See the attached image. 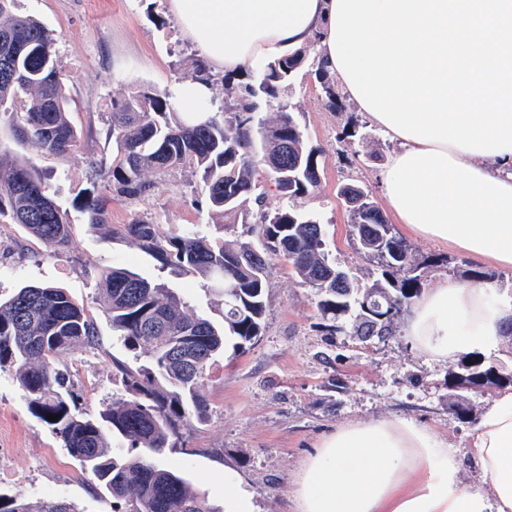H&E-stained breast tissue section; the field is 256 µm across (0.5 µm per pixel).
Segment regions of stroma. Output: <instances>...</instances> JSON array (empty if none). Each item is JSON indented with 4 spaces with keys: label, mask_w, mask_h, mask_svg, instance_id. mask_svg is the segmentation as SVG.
Instances as JSON below:
<instances>
[{
    "label": "stroma",
    "mask_w": 512,
    "mask_h": 512,
    "mask_svg": "<svg viewBox=\"0 0 512 512\" xmlns=\"http://www.w3.org/2000/svg\"><path fill=\"white\" fill-rule=\"evenodd\" d=\"M14 14L30 15L56 38L55 60L73 98L71 120L79 140L58 159L18 137L0 122V148L30 159L51 177L55 198L71 220V235L56 253L26 229L0 218V297L35 283L66 288L83 304L99 336L97 349L79 344L64 351L82 395L95 413L122 391L119 365L135 361L113 342L96 288L98 270L112 265L166 283L196 314L222 317V299L205 291L200 279L178 267L161 266L124 231L138 218L163 233L196 227L211 236L254 240L248 226L214 224L201 183L191 169L151 171L150 190L128 201L113 196L107 181L90 182L89 171L112 159V102L134 91L164 94L194 79L201 60L194 42L182 37L166 0H15ZM290 105L309 146L318 152L320 183L304 198L325 229L327 247L337 266L366 281L372 267L349 235L350 212L339 186L356 183L383 203L381 173L397 144L386 137L348 97L336 109L325 104L319 79L303 65L260 115L275 116ZM89 195L107 198L110 222L90 228L80 210ZM417 260L436 258L424 288L455 278L469 282L482 271L497 294L512 295V270L475 263L452 247L407 236ZM315 293L301 286L283 263L268 278L266 314L260 336L236 348L210 371L204 393L211 412L163 456V463L183 473L209 502L224 504V484L233 482L250 497L254 512H295L294 481L320 439L337 427L377 418L401 417L431 428L454 450L467 442L470 424L448 408V375L457 362H434L413 349L405 336L360 341L349 323L323 320ZM0 490L23 494L31 504L63 495L82 512H120L122 504L100 493L81 472L50 427L29 409L12 370L0 371Z\"/></svg>",
    "instance_id": "stroma-1"
}]
</instances>
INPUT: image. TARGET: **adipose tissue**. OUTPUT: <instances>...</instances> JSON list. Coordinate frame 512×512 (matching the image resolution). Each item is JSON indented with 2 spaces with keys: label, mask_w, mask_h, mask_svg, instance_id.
<instances>
[{
  "label": "adipose tissue",
  "mask_w": 512,
  "mask_h": 512,
  "mask_svg": "<svg viewBox=\"0 0 512 512\" xmlns=\"http://www.w3.org/2000/svg\"><path fill=\"white\" fill-rule=\"evenodd\" d=\"M334 0H167L207 70L261 73L309 44L328 72ZM382 173L389 209L414 235L512 270V153L476 154L400 139ZM492 284L439 281L407 311L411 346L438 361L497 351L512 328V298ZM489 487H461L463 460L428 427L392 417L325 436L296 480L297 512H512V389L495 396L469 433Z\"/></svg>",
  "instance_id": "obj_1"
}]
</instances>
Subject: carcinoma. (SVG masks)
<instances>
[{"label": "carcinoma", "instance_id": "cac0c4a2", "mask_svg": "<svg viewBox=\"0 0 512 512\" xmlns=\"http://www.w3.org/2000/svg\"><path fill=\"white\" fill-rule=\"evenodd\" d=\"M14 0H0V119L8 117L17 135L41 151L67 156L78 142L70 119V101L55 64L54 33L42 22L12 12ZM306 50L277 60L244 86L226 83L229 117L213 112L190 118L176 110L166 94L133 92L112 100L115 149L106 169L88 179L106 177L118 195L134 200L150 185L149 170L180 169L200 174L208 210L221 224H253L260 245L211 239L190 228L164 236L157 225L137 218L124 225L146 252L162 265L180 267L224 295L222 326L189 311L163 283L149 281L122 266L97 274L112 338L143 363L121 366L126 397L90 414L66 371L55 359L77 343L94 349L98 333L84 306L51 284L25 285L0 298V370H15L20 389L36 416L49 425L64 448L91 475L99 490L125 502V512H223L211 505L186 477L161 463L194 424L205 421L210 403L202 393L224 337L247 343L259 336L266 311V288L275 260L288 263L297 281L315 290L322 318L351 315L360 289L348 280L341 288L329 279L336 269L327 249L323 224L305 211L301 199L320 183L317 151L308 146L291 112L281 110L274 123L256 119L257 99L278 98L282 87L305 62ZM327 107L340 95L330 74L312 61ZM270 179L283 203L265 208L262 181ZM351 214L350 236L376 260L379 275L361 289L374 308L394 314L378 320L354 315V333L365 338L395 337L406 306L419 297L424 267L363 187L347 183L339 190ZM86 224L108 223V200L92 196L81 204ZM9 216L51 247L64 246L71 225L44 174L31 162L0 149V217ZM252 251L259 262L245 268L237 256ZM499 365L480 355L463 357L448 380V408L457 418L471 416L469 395L512 387ZM57 415L56 421L47 415ZM0 512H79L64 498H47L34 507L19 494L0 493Z\"/></svg>", "mask_w": 512, "mask_h": 512}]
</instances>
